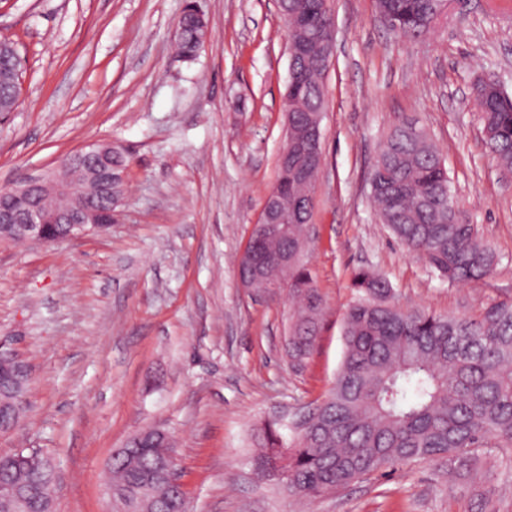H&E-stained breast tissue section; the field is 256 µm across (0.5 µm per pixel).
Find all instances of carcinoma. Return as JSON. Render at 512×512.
Returning <instances> with one entry per match:
<instances>
[{
  "mask_svg": "<svg viewBox=\"0 0 512 512\" xmlns=\"http://www.w3.org/2000/svg\"><path fill=\"white\" fill-rule=\"evenodd\" d=\"M288 6L325 25L323 0H288ZM379 15L390 14L395 34L416 38L430 32L446 13L448 0H376ZM203 30L185 8L176 30V51L194 58ZM9 60L0 61V89L8 93L3 112L18 107L23 61L16 43L0 38ZM308 87L288 102V121L304 130L325 107L324 48L314 40L297 61ZM472 95L484 143L498 166L512 173V101L502 97L492 75L477 79ZM318 174L301 181L288 162L285 207L297 214L277 238H251L239 267L245 286H287L296 301L288 355L302 362L313 350L324 303L304 260L306 226L312 216ZM376 216L410 253L449 282H476L500 263L452 190L445 159L424 128L401 119L380 140L369 172ZM261 250L265 275L255 279L249 256ZM354 299L343 320L344 354L333 386L304 408L290 429L279 422L258 427L253 445L257 472L281 475L288 495L313 500L347 487L381 468L405 461L448 460L452 476L475 481L484 448H512V300L493 303L479 314H436L402 307L392 284L369 267L352 279ZM18 395L4 385L0 421H13ZM142 448L112 454V501L116 512H181L179 494H164L147 477L177 468L175 440L141 439ZM35 486L25 512H52L55 483L29 472Z\"/></svg>",
  "mask_w": 512,
  "mask_h": 512,
  "instance_id": "obj_1",
  "label": "carcinoma"
}]
</instances>
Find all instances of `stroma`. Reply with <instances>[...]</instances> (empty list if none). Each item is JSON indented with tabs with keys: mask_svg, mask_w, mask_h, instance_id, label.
Returning <instances> with one entry per match:
<instances>
[{
	"mask_svg": "<svg viewBox=\"0 0 512 512\" xmlns=\"http://www.w3.org/2000/svg\"><path fill=\"white\" fill-rule=\"evenodd\" d=\"M196 58L172 44L185 0H0V36L25 60L0 114V188L95 140L127 160L107 230L52 245L0 244V344L31 375L24 425L0 453L34 448L57 468V512H112L113 449L138 429L176 440L188 512H512V449L487 448L482 481L448 463L384 468L301 503L258 477L254 430L291 417L343 359L352 278L374 268L400 305L475 313L512 299V176L485 150L472 98L494 74L512 94V0H450L430 33L394 36L374 0H327L323 163L306 260L325 310L313 352L288 356L284 288L243 287L239 258L277 181L289 75L277 0H196ZM426 129L455 195L501 263L447 282L405 251L369 202L368 172L399 119Z\"/></svg>",
	"mask_w": 512,
	"mask_h": 512,
	"instance_id": "35a3bbf8",
	"label": "stroma"
}]
</instances>
